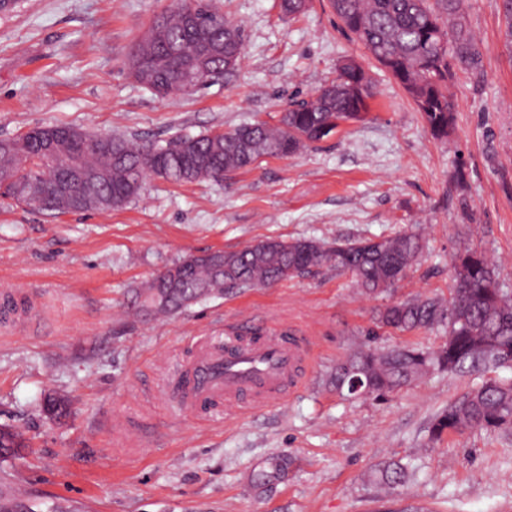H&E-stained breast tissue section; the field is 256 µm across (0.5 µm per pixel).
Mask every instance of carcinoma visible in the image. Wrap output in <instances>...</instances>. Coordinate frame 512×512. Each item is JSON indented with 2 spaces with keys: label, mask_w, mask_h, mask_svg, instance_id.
<instances>
[{
  "label": "carcinoma",
  "mask_w": 512,
  "mask_h": 512,
  "mask_svg": "<svg viewBox=\"0 0 512 512\" xmlns=\"http://www.w3.org/2000/svg\"><path fill=\"white\" fill-rule=\"evenodd\" d=\"M184 0L157 15L129 55L131 76L162 96L191 95L206 87L185 83L184 65L203 63L205 77L218 81L233 74L243 55L238 26L224 18L213 0H196V21L188 22ZM340 22L412 98L436 138L448 137L455 108L448 97L453 68L477 69L481 52L467 20L464 0H330ZM504 46L512 57V0H502ZM355 111L343 74L321 85L309 98L292 102L281 125L264 122L228 131L183 133L164 145L125 134L92 135L73 126L34 127L0 140V196L54 213L108 212L137 197L155 175L176 184L211 180L248 168L264 157H288L330 137L343 123L365 120ZM76 160L98 177L75 183L52 156ZM416 234L324 242L267 238L237 251L186 258L147 286L143 307L177 312L189 303L224 290L265 286L329 265L350 274L368 295L395 287L421 256ZM456 288L448 298L416 295L379 309L378 330L407 333L442 329L437 349L409 346L377 348L364 344L336 364V391L386 400L434 371L451 375L484 373L512 362V297L499 287L495 262L463 244L450 255ZM484 429L512 430V380L489 378L435 416L429 440ZM381 479L397 484L402 466L379 469Z\"/></svg>",
  "instance_id": "carcinoma-1"
}]
</instances>
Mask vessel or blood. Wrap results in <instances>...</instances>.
I'll return each mask as SVG.
<instances>
[{
    "label": "vessel or blood",
    "instance_id": "vessel-or-blood-1",
    "mask_svg": "<svg viewBox=\"0 0 512 512\" xmlns=\"http://www.w3.org/2000/svg\"><path fill=\"white\" fill-rule=\"evenodd\" d=\"M309 352L308 341L288 331L200 337L169 378L173 405L213 417L243 401L256 408L278 404L302 381Z\"/></svg>",
    "mask_w": 512,
    "mask_h": 512
}]
</instances>
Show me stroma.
Listing matches in <instances>:
<instances>
[{"mask_svg":"<svg viewBox=\"0 0 512 512\" xmlns=\"http://www.w3.org/2000/svg\"><path fill=\"white\" fill-rule=\"evenodd\" d=\"M240 26L233 76L192 96L160 97L129 74L135 41L171 0H14L0 11V140L69 125L166 140L244 123L271 126L346 58L377 84L364 121L223 182L148 177L109 212L60 214L0 199V290L22 316L0 324V428L24 448L0 458V499L19 481L23 512H512V436L485 430L427 445L433 416L470 375L429 374L385 399L329 386L383 298L329 267L182 312H145L136 296L191 255L265 238L322 241L419 234L423 253L392 293L448 296L463 243L497 265L512 296V57L500 0H467L480 71L456 69L448 138H434L409 95L342 29L329 0L298 16L280 0H215ZM241 326L310 337L302 385L284 406L239 407L215 420L179 416L165 395L196 338ZM64 399L61 418L46 395ZM123 423L134 447L113 444ZM413 476L388 485L379 466Z\"/></svg>","mask_w":512,"mask_h":512,"instance_id":"obj_1","label":"stroma"}]
</instances>
